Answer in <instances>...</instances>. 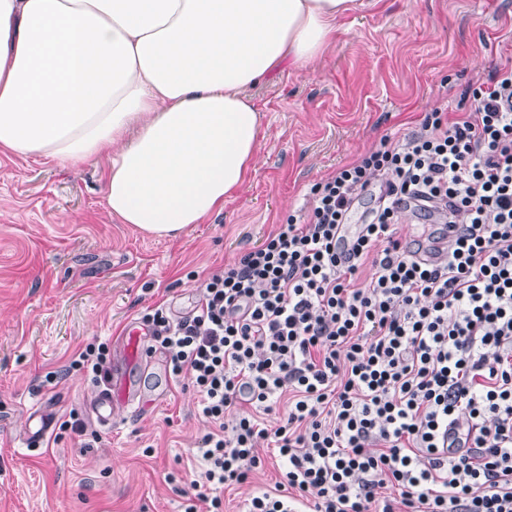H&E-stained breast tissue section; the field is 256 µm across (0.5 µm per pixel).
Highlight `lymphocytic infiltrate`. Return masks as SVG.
Masks as SVG:
<instances>
[{
  "mask_svg": "<svg viewBox=\"0 0 512 512\" xmlns=\"http://www.w3.org/2000/svg\"><path fill=\"white\" fill-rule=\"evenodd\" d=\"M471 97L316 183L190 315L147 314L207 423L189 502L224 512L271 459L243 512H512V58ZM377 176L372 220L346 234ZM407 202L440 214L439 263L398 238ZM274 480L275 468L270 461L266 469L254 473L246 483L224 493V512H240L237 510L244 499L250 497L258 488L272 485Z\"/></svg>",
  "mask_w": 512,
  "mask_h": 512,
  "instance_id": "1",
  "label": "lymphocytic infiltrate"
}]
</instances>
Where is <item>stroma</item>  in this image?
<instances>
[{
  "mask_svg": "<svg viewBox=\"0 0 512 512\" xmlns=\"http://www.w3.org/2000/svg\"><path fill=\"white\" fill-rule=\"evenodd\" d=\"M512 53V0H364L309 68H283L252 88L262 111L254 175L220 215L176 239L110 216L107 160L60 168L0 153V512H185L182 460L204 430L188 378L141 347L128 364L123 336L147 307L193 308L202 281L259 246L312 187L378 147L418 131L423 113L469 106L486 79L488 43ZM107 344L110 372L128 375L138 404L100 424V392L69 368ZM46 409L42 445L29 416ZM78 416L83 435L61 431Z\"/></svg>",
  "mask_w": 512,
  "mask_h": 512,
  "instance_id": "35a3bbf8",
  "label": "stroma"
}]
</instances>
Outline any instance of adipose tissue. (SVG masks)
Returning a JSON list of instances; mask_svg holds the SVG:
<instances>
[{
    "label": "adipose tissue",
    "mask_w": 512,
    "mask_h": 512,
    "mask_svg": "<svg viewBox=\"0 0 512 512\" xmlns=\"http://www.w3.org/2000/svg\"><path fill=\"white\" fill-rule=\"evenodd\" d=\"M354 0H0V150L107 155L108 212L172 238L255 171L248 90L318 62Z\"/></svg>",
    "instance_id": "obj_1"
}]
</instances>
